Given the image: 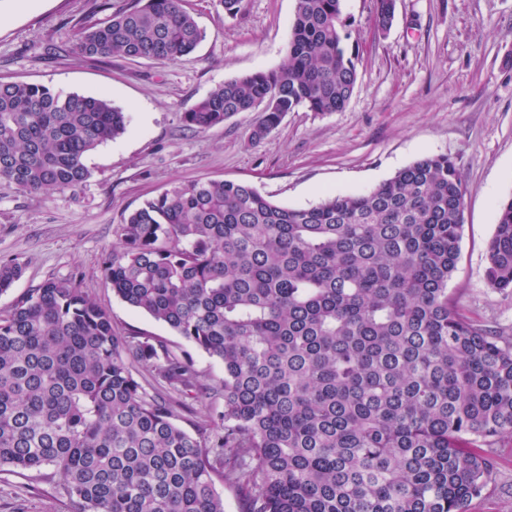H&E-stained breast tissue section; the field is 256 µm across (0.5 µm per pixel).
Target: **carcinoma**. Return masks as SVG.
Here are the masks:
<instances>
[{"label": "carcinoma", "mask_w": 512, "mask_h": 512, "mask_svg": "<svg viewBox=\"0 0 512 512\" xmlns=\"http://www.w3.org/2000/svg\"><path fill=\"white\" fill-rule=\"evenodd\" d=\"M342 0H295L286 62L230 78L190 111L203 131L256 112H340L357 83ZM396 0H375V23ZM203 33L183 0H93L71 53L174 62ZM102 98L0 82V182L24 193L86 181L85 156L123 136ZM464 189L445 154L307 208L207 180L146 200L120 225L102 279L131 308L224 366V410L191 429L193 360L121 334L78 278H49L0 311V472L60 479L71 512H471L512 444V334L448 296ZM24 273L0 261V296ZM489 287L512 293V197L487 245ZM166 396L147 394L134 366Z\"/></svg>", "instance_id": "carcinoma-1"}]
</instances>
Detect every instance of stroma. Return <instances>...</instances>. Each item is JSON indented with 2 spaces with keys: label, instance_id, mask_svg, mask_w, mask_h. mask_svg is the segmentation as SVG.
Segmentation results:
<instances>
[{
  "label": "stroma",
  "instance_id": "1",
  "mask_svg": "<svg viewBox=\"0 0 512 512\" xmlns=\"http://www.w3.org/2000/svg\"><path fill=\"white\" fill-rule=\"evenodd\" d=\"M204 32L174 63L79 60L69 53L88 0H0V80L44 84L111 100L127 112V133L89 152V178L63 191L28 194L0 182V261L24 274L0 296L8 307L50 277L77 275L117 330L162 338L193 359L209 396L188 398L198 414L220 410L223 365L113 294L100 265L125 216L175 184L245 181L292 208L329 194L364 191L431 154L448 155L465 191L461 253L448 283L469 318L512 331V294L485 280L486 246L497 209L512 197V0H397L387 31L375 0H343L346 45L358 58L348 105L287 113L261 142L256 113L196 132L181 117L224 80L278 68L286 59L295 0H186ZM494 482L471 512H512V447L497 451ZM0 512H69L58 480L0 475Z\"/></svg>",
  "mask_w": 512,
  "mask_h": 512
}]
</instances>
